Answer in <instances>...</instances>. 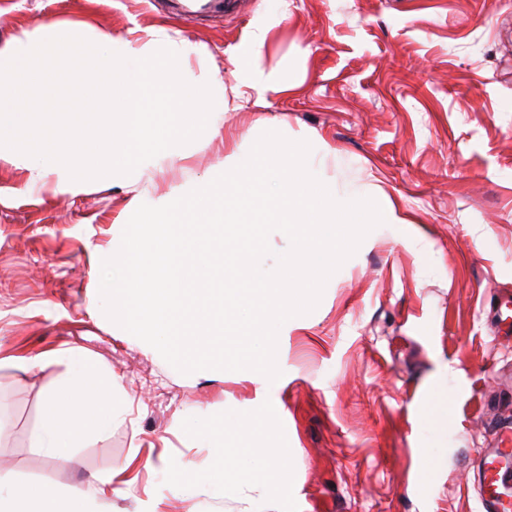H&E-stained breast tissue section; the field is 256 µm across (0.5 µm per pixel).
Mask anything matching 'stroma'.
<instances>
[{"mask_svg": "<svg viewBox=\"0 0 512 512\" xmlns=\"http://www.w3.org/2000/svg\"><path fill=\"white\" fill-rule=\"evenodd\" d=\"M265 72L289 93L216 106L205 132L124 179L59 187L23 155L0 161V358L79 348L112 372V428L53 466L30 434L64 367H0V481L82 489L146 457L206 466L197 418L272 406L291 449L290 493L193 489L140 470L101 512H477V466L512 417V340L485 312L512 287V0H238L175 17L168 0H0V50L59 29L186 42L180 72L215 97L259 25ZM225 97V96H224ZM308 140L338 188L380 187L401 218L381 224L329 278L318 307L281 336V377L184 375L114 328L93 271L136 208L210 182L261 133Z\"/></svg>", "mask_w": 512, "mask_h": 512, "instance_id": "1", "label": "stroma"}]
</instances>
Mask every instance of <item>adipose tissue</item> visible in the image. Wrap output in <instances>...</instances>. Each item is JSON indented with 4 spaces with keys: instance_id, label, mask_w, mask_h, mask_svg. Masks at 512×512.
<instances>
[{
    "instance_id": "1",
    "label": "adipose tissue",
    "mask_w": 512,
    "mask_h": 512,
    "mask_svg": "<svg viewBox=\"0 0 512 512\" xmlns=\"http://www.w3.org/2000/svg\"><path fill=\"white\" fill-rule=\"evenodd\" d=\"M234 78L238 86L259 92L270 89L286 93L294 88L288 76L264 72L257 53L242 61ZM52 363L63 365L64 371L43 399L40 425L32 439L53 464L66 465L72 462L76 448L111 429L114 388L106 370L77 348L13 360L14 367L24 371ZM268 424L269 413L261 407L247 416L225 413L224 423L218 427L203 419L196 421L188 432L212 448V461L202 468L178 460L167 461L171 478L189 487L210 490L232 491L269 484L288 489L294 482L290 453L270 439ZM112 492L108 481L99 483L91 492L66 494L48 483L15 484L0 493V512H98L97 502L111 497Z\"/></svg>"
}]
</instances>
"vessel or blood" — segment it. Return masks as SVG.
Here are the masks:
<instances>
[{
    "mask_svg": "<svg viewBox=\"0 0 512 512\" xmlns=\"http://www.w3.org/2000/svg\"><path fill=\"white\" fill-rule=\"evenodd\" d=\"M491 327L512 333V298L503 297L491 304L487 313ZM480 512H512V423L497 430V446L481 460Z\"/></svg>",
    "mask_w": 512,
    "mask_h": 512,
    "instance_id": "b4317fda",
    "label": "vessel or blood"
}]
</instances>
